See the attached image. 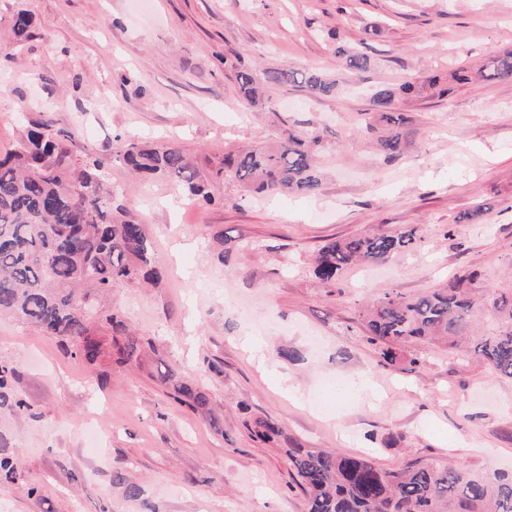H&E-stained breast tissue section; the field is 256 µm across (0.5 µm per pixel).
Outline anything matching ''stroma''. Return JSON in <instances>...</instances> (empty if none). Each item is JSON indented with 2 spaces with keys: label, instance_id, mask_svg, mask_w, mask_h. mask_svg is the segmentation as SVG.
Wrapping results in <instances>:
<instances>
[{
  "label": "stroma",
  "instance_id": "35a3bbf8",
  "mask_svg": "<svg viewBox=\"0 0 512 512\" xmlns=\"http://www.w3.org/2000/svg\"><path fill=\"white\" fill-rule=\"evenodd\" d=\"M22 10L32 27L20 41ZM340 44L367 52L369 68L345 71ZM510 50L512 0H0V153L32 121L67 132L74 156L101 157L144 216L164 271L108 297L154 343L137 367L88 364L57 337L0 319V360L29 406L0 415L25 461L24 479L0 480V512H306L280 445L252 435L267 419L293 446L366 454L385 469L511 476L512 381L420 341L385 362L362 314L387 291L413 297L467 273L476 303L512 288V79L399 101L413 149L396 159L361 123L372 90ZM239 61L258 74L316 69L338 92L280 85L254 107L237 91ZM291 128L323 137L317 194L248 198L220 180L213 203L188 208L173 182H141L109 153L130 138L172 142L203 166ZM479 204L483 219L463 221ZM379 232L415 242L333 285L315 277L325 241ZM247 337L267 342L265 367ZM161 363L207 396L213 419L175 402ZM363 376L372 396L331 385Z\"/></svg>",
  "mask_w": 512,
  "mask_h": 512
}]
</instances>
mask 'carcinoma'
<instances>
[{
  "instance_id": "carcinoma-1",
  "label": "carcinoma",
  "mask_w": 512,
  "mask_h": 512,
  "mask_svg": "<svg viewBox=\"0 0 512 512\" xmlns=\"http://www.w3.org/2000/svg\"><path fill=\"white\" fill-rule=\"evenodd\" d=\"M336 53L349 71L369 66V57L355 47L338 45ZM511 77L512 51L477 69L455 70L448 87L436 75L423 83L408 82L397 92L378 89L365 127L382 129L380 151L397 158L411 141L404 133L409 118L393 107L395 96L409 99L430 89L441 97L453 84ZM236 80L247 102L263 104L251 70L237 68ZM264 81L292 84L311 98L330 97L336 89V81L315 69L269 71ZM66 140L67 135L34 124L14 149L0 154V317L60 338L65 352L91 364L107 354L120 366H138L146 349L153 348L152 341L130 331L97 300L118 283L160 279L151 262L147 224L121 202L120 188L106 182L101 159L74 157ZM320 142L321 136L310 129L289 130L273 142L224 155L206 174L174 145L127 140L113 155L134 172L176 180L187 200L210 204L211 182L224 178L247 193L319 192L322 175L315 155ZM413 242L410 232L329 242L319 250L315 275L331 284L354 263H379ZM471 281L472 276L460 275L446 288L411 298L384 294L363 313L368 340L387 363L396 360L395 346L408 339L442 341L485 360L498 377L512 380V292L480 307L470 296ZM480 309L495 319V333L476 332L473 318ZM16 375L14 366L0 362V412L21 414L28 408L12 392ZM173 391L177 402L210 412L208 398L197 388L178 382ZM256 435L274 442L282 431L263 421ZM8 447L0 433V476L15 481L24 476V461L6 452ZM285 454L306 496V512H512L509 476L492 477L459 465L409 463L383 469L367 457L312 448H287Z\"/></svg>"
}]
</instances>
